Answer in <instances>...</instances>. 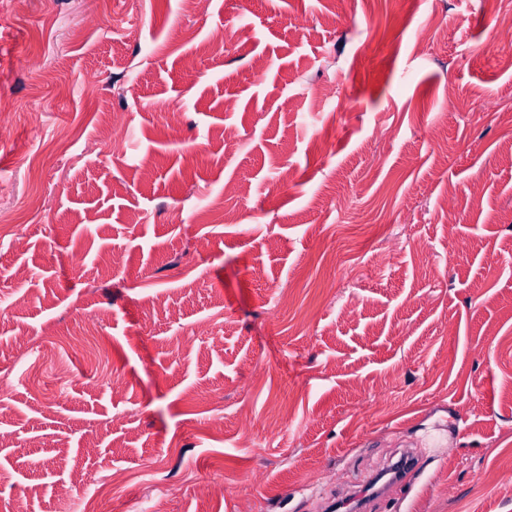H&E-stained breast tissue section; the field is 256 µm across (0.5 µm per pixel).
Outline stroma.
I'll return each instance as SVG.
<instances>
[{
  "label": "stroma",
  "mask_w": 512,
  "mask_h": 512,
  "mask_svg": "<svg viewBox=\"0 0 512 512\" xmlns=\"http://www.w3.org/2000/svg\"><path fill=\"white\" fill-rule=\"evenodd\" d=\"M511 11L0 0V512H512Z\"/></svg>",
  "instance_id": "stroma-1"
}]
</instances>
